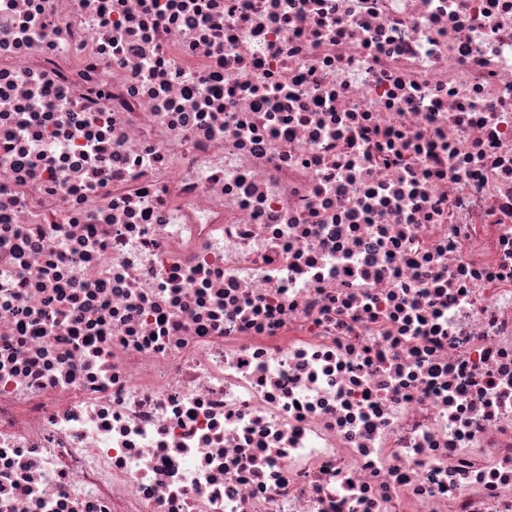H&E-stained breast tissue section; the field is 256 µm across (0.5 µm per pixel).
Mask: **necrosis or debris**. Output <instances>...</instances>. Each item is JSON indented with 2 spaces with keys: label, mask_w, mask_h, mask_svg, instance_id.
I'll list each match as a JSON object with an SVG mask.
<instances>
[{
  "label": "necrosis or debris",
  "mask_w": 512,
  "mask_h": 512,
  "mask_svg": "<svg viewBox=\"0 0 512 512\" xmlns=\"http://www.w3.org/2000/svg\"><path fill=\"white\" fill-rule=\"evenodd\" d=\"M0 512H512V0H0Z\"/></svg>",
  "instance_id": "obj_1"
}]
</instances>
